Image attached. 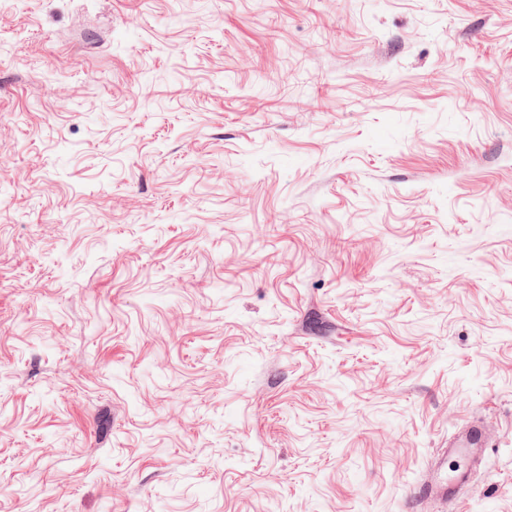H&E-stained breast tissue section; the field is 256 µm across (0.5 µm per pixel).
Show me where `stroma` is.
Instances as JSON below:
<instances>
[{
	"instance_id": "35a3bbf8",
	"label": "stroma",
	"mask_w": 512,
	"mask_h": 512,
	"mask_svg": "<svg viewBox=\"0 0 512 512\" xmlns=\"http://www.w3.org/2000/svg\"><path fill=\"white\" fill-rule=\"evenodd\" d=\"M0 512H512V0H0ZM463 444H451L448 446H461L470 454H481L488 446V438L485 429L478 424L466 425L463 429ZM470 480V475L465 470H457L450 483L446 485L426 484L420 488V496L423 498L451 495L461 491Z\"/></svg>"
}]
</instances>
